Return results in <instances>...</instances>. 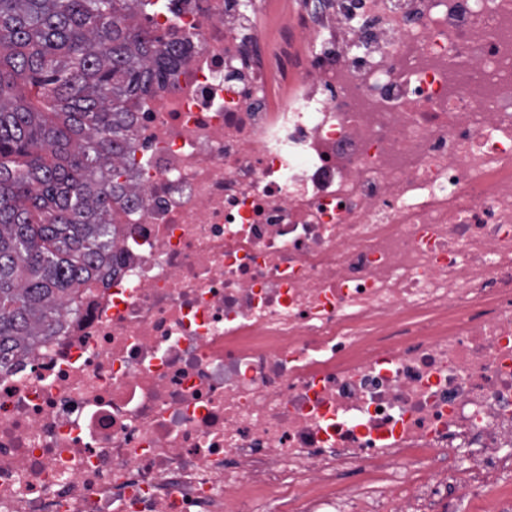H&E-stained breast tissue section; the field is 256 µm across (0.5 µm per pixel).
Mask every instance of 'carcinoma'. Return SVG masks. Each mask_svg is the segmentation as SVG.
Instances as JSON below:
<instances>
[{
    "label": "carcinoma",
    "mask_w": 512,
    "mask_h": 512,
    "mask_svg": "<svg viewBox=\"0 0 512 512\" xmlns=\"http://www.w3.org/2000/svg\"><path fill=\"white\" fill-rule=\"evenodd\" d=\"M165 0H0V365L112 260L115 164L178 49L133 24Z\"/></svg>",
    "instance_id": "1"
}]
</instances>
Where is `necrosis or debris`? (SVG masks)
I'll return each mask as SVG.
<instances>
[{
    "mask_svg": "<svg viewBox=\"0 0 512 512\" xmlns=\"http://www.w3.org/2000/svg\"><path fill=\"white\" fill-rule=\"evenodd\" d=\"M111 269L0 367V512H512V0H169Z\"/></svg>",
    "mask_w": 512,
    "mask_h": 512,
    "instance_id": "obj_1",
    "label": "necrosis or debris"
}]
</instances>
